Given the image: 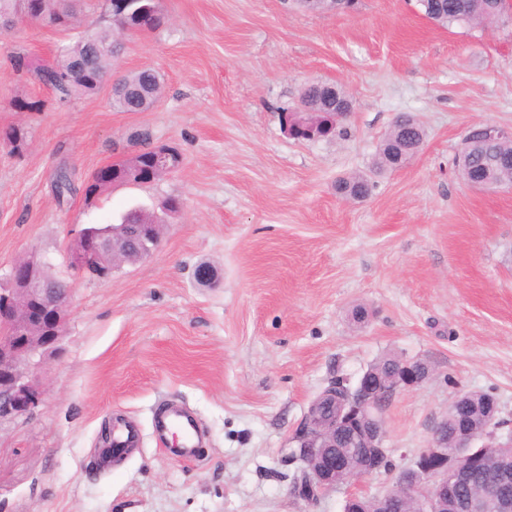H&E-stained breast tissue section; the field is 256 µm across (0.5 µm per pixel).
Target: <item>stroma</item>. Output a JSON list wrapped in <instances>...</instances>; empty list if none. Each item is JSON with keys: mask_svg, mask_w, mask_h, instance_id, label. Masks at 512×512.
<instances>
[{"mask_svg": "<svg viewBox=\"0 0 512 512\" xmlns=\"http://www.w3.org/2000/svg\"><path fill=\"white\" fill-rule=\"evenodd\" d=\"M169 21L126 39L114 64L165 79L148 112H118L110 87L61 107L6 60L24 47L53 61L62 33L0 27V130L28 132L23 154L0 144V278L35 253L69 280L66 333L44 361L34 414L0 424V512H343L353 494L390 488L373 476L311 505L290 490L292 439L331 380L358 381L386 353L421 359V385L382 412L401 467L427 447L456 398L493 394L512 421V188L463 182L457 159L477 123L512 125V25L442 28L414 0H359L311 13L293 0H162ZM352 98L344 134L298 142L279 123L305 85ZM19 98L43 99L38 112ZM425 143L405 167L377 171L396 116ZM176 147L182 165L147 185L82 186L126 160L141 132ZM67 166L76 190L52 187ZM359 172L361 201L336 191ZM183 208L153 254L109 279L75 275L68 245L130 208ZM210 265L212 285L196 270ZM366 307L356 323L352 312ZM177 403L207 440L174 453L152 417ZM140 430L138 450L102 465L109 417ZM373 184L365 174H351L336 182V191L345 198L355 200L370 195Z\"/></svg>", "mask_w": 512, "mask_h": 512, "instance_id": "obj_1", "label": "stroma"}]
</instances>
